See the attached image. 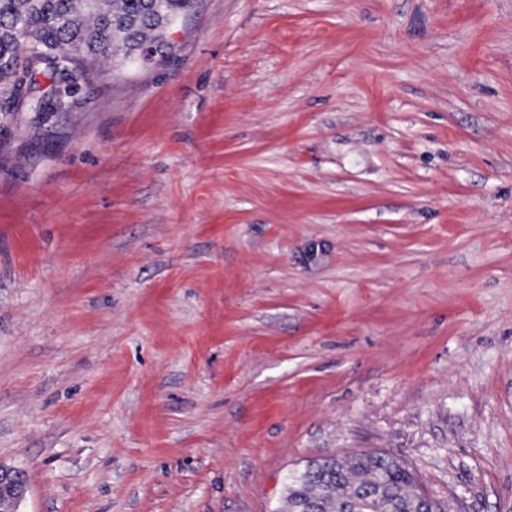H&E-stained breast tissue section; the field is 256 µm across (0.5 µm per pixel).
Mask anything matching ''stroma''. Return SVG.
<instances>
[{
  "instance_id": "stroma-1",
  "label": "stroma",
  "mask_w": 512,
  "mask_h": 512,
  "mask_svg": "<svg viewBox=\"0 0 512 512\" xmlns=\"http://www.w3.org/2000/svg\"><path fill=\"white\" fill-rule=\"evenodd\" d=\"M0 138L19 512H280L381 451L512 512V0H194Z\"/></svg>"
}]
</instances>
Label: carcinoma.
Returning a JSON list of instances; mask_svg holds the SVG:
<instances>
[{
  "mask_svg": "<svg viewBox=\"0 0 512 512\" xmlns=\"http://www.w3.org/2000/svg\"><path fill=\"white\" fill-rule=\"evenodd\" d=\"M192 0H0V90L18 93L24 80L56 78L53 61L69 57L90 81L95 68L130 59L160 40ZM35 43L45 57L32 63L25 50ZM417 479L398 458L360 451L349 457L310 460L287 477L288 512L310 501L318 512H348L360 488L375 494L373 512H405Z\"/></svg>",
  "mask_w": 512,
  "mask_h": 512,
  "instance_id": "cac0c4a2",
  "label": "carcinoma"
}]
</instances>
